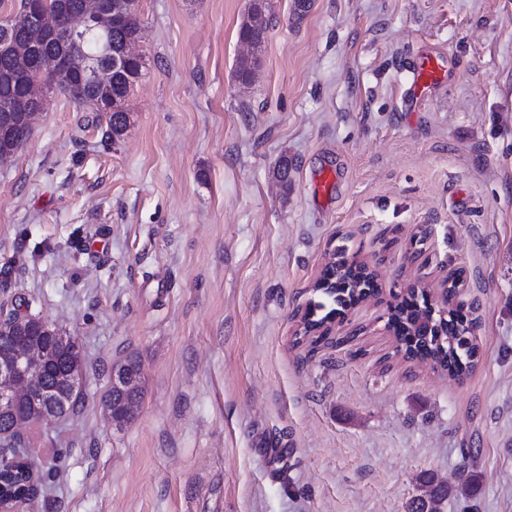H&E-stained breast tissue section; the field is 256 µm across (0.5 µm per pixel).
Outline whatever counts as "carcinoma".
<instances>
[{
  "label": "carcinoma",
  "mask_w": 512,
  "mask_h": 512,
  "mask_svg": "<svg viewBox=\"0 0 512 512\" xmlns=\"http://www.w3.org/2000/svg\"><path fill=\"white\" fill-rule=\"evenodd\" d=\"M74 16H64L62 23H70L80 33L79 41L74 52L86 64L97 58L102 51L109 47L114 52L120 51L130 43L137 41L141 34V24L136 10V0H131L130 8L125 15L112 19V23L101 25L94 23L86 25L82 17L95 18L96 7L93 0H72ZM270 14L269 0H250L247 16L239 27V39H249L254 43L255 53L247 58L237 60L234 78L239 86L250 85L251 75L259 65L261 48L267 39L269 27L258 28L249 25L253 12ZM19 28L16 33L17 50L13 55H0V108L13 104L24 97L29 87L41 82L52 92L58 91L70 97L79 105H90L96 112L108 115L109 138L120 137L128 122V97L142 75L143 58L140 56L129 59L123 69L112 73V96L97 104L93 100L91 87L80 78L79 67L64 62H52L54 47L46 43L38 27L28 23L18 12L11 17ZM31 132V125L23 123L14 128L11 135L0 138V151L16 152L22 147ZM346 249H341L336 260L335 283L325 287L316 285V290L333 297L338 309L329 311L318 318L316 311L323 308L318 303L309 308L306 316L310 317L308 324L314 328L325 323L331 316L340 315L344 308L353 305L369 294L377 292L378 284L369 275L353 274L344 270ZM432 309L424 302L423 296L414 291L397 304L391 318V329L404 348L405 358L421 359L433 362L435 368L459 376L468 370L476 356V347L471 343L466 325V315L462 309H448L447 322H437L431 315ZM19 345H36L43 350L54 351L59 362L82 364L81 351L78 344L58 349L48 336H28L17 341ZM133 381L132 399L141 403L143 399L142 372L139 361L130 358L122 363ZM105 406L110 418H116L124 423L131 421L134 415L129 413V403L107 396ZM25 453L19 434L0 447V459L10 460ZM422 492L409 504L410 512H418L419 506L428 499L431 503H441L453 494L468 495L477 487V480L468 476L456 487L442 484L435 480L432 474H424L420 478Z\"/></svg>",
  "instance_id": "carcinoma-1"
}]
</instances>
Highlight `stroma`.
I'll return each instance as SVG.
<instances>
[{"label": "stroma", "mask_w": 512, "mask_h": 512, "mask_svg": "<svg viewBox=\"0 0 512 512\" xmlns=\"http://www.w3.org/2000/svg\"><path fill=\"white\" fill-rule=\"evenodd\" d=\"M273 5L243 88L249 0H138L124 134L54 92L0 161V320L83 357L75 410L19 429L18 512H407L425 472L478 480L443 512H512V0ZM342 245L382 290L296 341ZM455 272L459 378L384 327L395 293L439 299ZM131 357L119 427L103 401ZM250 2L251 3L247 12V16L244 17L239 27L238 33L239 39L241 41L249 39L254 43L255 53L247 58L240 57L236 62L234 78L240 87L250 85L252 72L254 68L259 65V55L261 54V48L267 39V34L271 24V6L269 4L270 0H250ZM254 10L256 12H264L266 14L268 18L266 27L258 28L248 24ZM17 318L19 322L23 323L26 331L31 334L49 335L53 340L63 345L72 344L75 341L74 336H70L59 329L55 330L43 320L31 319V317L21 315ZM49 336H28L18 339L15 344L37 345L43 350L51 349L54 351V355L60 363L69 362L72 365L74 362L82 367L81 351L78 342L68 347L58 349ZM117 367H125L131 380L133 381L132 399L138 405L141 404L143 399V387H142V372L141 365L136 359H127L124 363L117 365ZM115 367L112 373V386L109 390L107 399L104 405L107 407L109 417L111 419H119L120 422L128 423L134 418L135 414H128L129 402H123L119 400V396L112 399V387H115L121 392H125L129 387L128 377L126 371Z\"/></svg>", "instance_id": "obj_1"}]
</instances>
